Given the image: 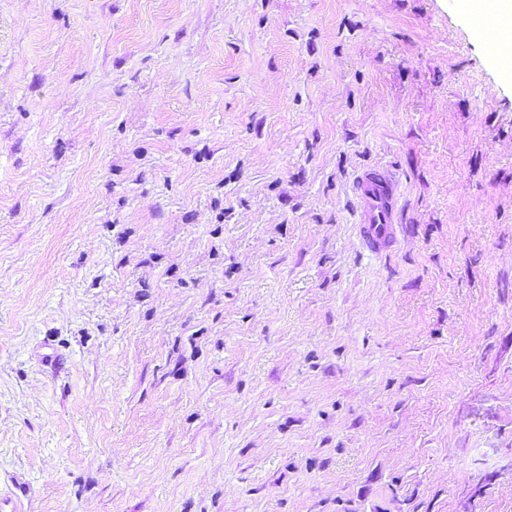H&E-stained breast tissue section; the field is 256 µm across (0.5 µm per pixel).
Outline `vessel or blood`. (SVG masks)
<instances>
[{
    "mask_svg": "<svg viewBox=\"0 0 512 512\" xmlns=\"http://www.w3.org/2000/svg\"><path fill=\"white\" fill-rule=\"evenodd\" d=\"M352 192L357 204L356 236L360 248L374 257L392 252L402 230V190L396 173L379 166L361 169L354 176ZM11 485V491L0 494V512H26L25 483L15 479Z\"/></svg>",
    "mask_w": 512,
    "mask_h": 512,
    "instance_id": "obj_1",
    "label": "vessel or blood"
}]
</instances>
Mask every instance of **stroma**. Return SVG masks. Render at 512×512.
Instances as JSON below:
<instances>
[{"mask_svg":"<svg viewBox=\"0 0 512 512\" xmlns=\"http://www.w3.org/2000/svg\"><path fill=\"white\" fill-rule=\"evenodd\" d=\"M10 474L27 512H512V76L465 0H0ZM352 192L360 248L374 257L392 252L403 229L399 221L402 190L396 173L379 166L361 169L354 176Z\"/></svg>","mask_w":512,"mask_h":512,"instance_id":"35a3bbf8","label":"stroma"}]
</instances>
